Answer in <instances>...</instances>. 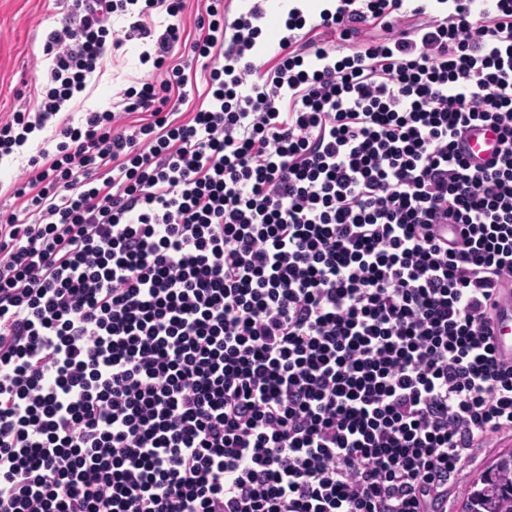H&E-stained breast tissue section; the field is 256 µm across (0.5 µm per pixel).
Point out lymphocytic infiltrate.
Segmentation results:
<instances>
[{
	"instance_id": "lymphocytic-infiltrate-1",
	"label": "lymphocytic infiltrate",
	"mask_w": 512,
	"mask_h": 512,
	"mask_svg": "<svg viewBox=\"0 0 512 512\" xmlns=\"http://www.w3.org/2000/svg\"><path fill=\"white\" fill-rule=\"evenodd\" d=\"M339 0L319 28L384 37L308 68L291 9L279 61L260 5L71 0L23 146L102 67L113 14L167 70L62 124L0 225V512H448V482L512 437V0ZM164 8L153 36L144 21ZM210 98L171 121L173 50ZM499 135L473 163L464 136ZM186 8L180 16V24L188 41L198 39L205 31L199 27L200 18L206 15L211 0H185ZM260 2L265 10V19L263 25V34L258 40V52L256 57V66L259 71L273 66L279 59L280 47L278 42L283 36H287L288 31L284 28V20L287 14H280L271 1H290V0H261ZM269 1V2H267ZM267 4V5H266ZM497 326L496 346L500 357L506 361L512 360V338H506L508 329L512 326V294L502 296L498 307L493 312ZM509 337L512 336L508 335Z\"/></svg>"
}]
</instances>
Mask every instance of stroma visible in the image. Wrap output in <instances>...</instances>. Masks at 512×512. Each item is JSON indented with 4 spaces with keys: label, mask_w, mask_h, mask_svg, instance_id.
Masks as SVG:
<instances>
[{
    "label": "stroma",
    "mask_w": 512,
    "mask_h": 512,
    "mask_svg": "<svg viewBox=\"0 0 512 512\" xmlns=\"http://www.w3.org/2000/svg\"><path fill=\"white\" fill-rule=\"evenodd\" d=\"M263 34L258 40L256 65L265 70L279 59L280 38L286 36L285 17L273 6L265 5ZM67 16L65 0H0V119L10 113L35 105V80L47 68L43 56L46 33L61 25ZM130 21L124 17L114 20L117 36L123 37V46L107 55L103 66L88 79L85 89L74 95L58 114V121L79 122L83 113L109 108L119 113V122L128 127L147 123L148 113L128 112L124 109L122 94L128 87L145 78L148 68L139 55L143 50L140 40L126 39ZM185 88H172L171 96L186 93L187 100L175 111L176 120L187 121L193 112L207 102L209 72L201 65L186 71ZM54 126H47L30 136L23 147L0 159V213L16 212L23 202L14 195V185L23 178L28 160L40 151H54Z\"/></svg>",
    "instance_id": "35a3bbf8"
}]
</instances>
